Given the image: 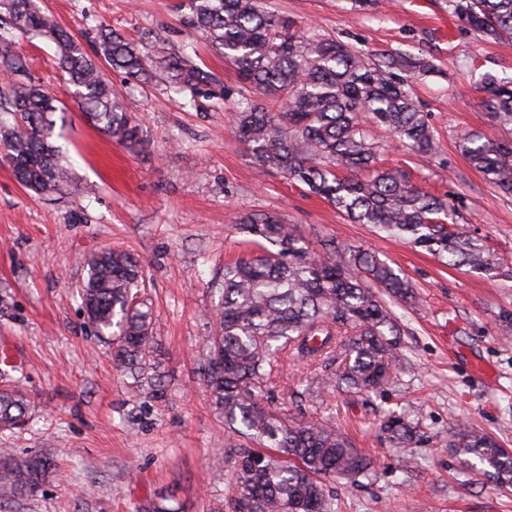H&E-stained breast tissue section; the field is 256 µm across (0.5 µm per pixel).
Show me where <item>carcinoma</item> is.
<instances>
[{
	"label": "carcinoma",
	"instance_id": "obj_1",
	"mask_svg": "<svg viewBox=\"0 0 512 512\" xmlns=\"http://www.w3.org/2000/svg\"><path fill=\"white\" fill-rule=\"evenodd\" d=\"M189 21L270 108L249 100L233 109L235 135L252 162L273 169L334 206L351 221L397 237L415 248L466 266L495 280L509 264L483 242L447 223L453 206L408 184L398 170L358 172L376 161L368 124L387 128L402 146L436 153L424 113L396 75L425 74L421 57L391 53L381 61L315 33L298 32L263 0H189ZM448 10L466 26L495 41L512 40V0H448ZM51 39L60 68L78 106L92 123L131 154L150 144L127 114L103 64L128 80L149 85L165 80L178 91L214 97L222 88L212 73L185 52H156L151 43L124 37L102 26L88 54L70 31L35 0H0V145L7 150L17 181L37 194L63 192L70 175L50 143L54 132L52 96L31 76L13 51L11 35ZM479 91L496 123L512 131V78H486ZM462 151L485 178L512 194V139L473 132ZM257 247L224 265V297L202 359L210 401L229 427L241 426L255 447L239 450L236 478L243 512H331L323 480L352 481L371 473L370 459L352 448L336 427L299 424L264 401L266 383L280 371L277 353L313 363L341 357L336 385L377 391L389 384L400 329L389 307L369 283L405 300L410 282L367 250L333 247L320 254L277 217L265 215L241 225ZM79 293L88 324L112 338V366L145 375L153 348L151 316L134 302L142 276L131 254L107 250L86 262ZM28 400L19 385L0 389V428L25 423ZM388 437L408 443L418 435L410 415L383 422ZM453 447L462 462L475 460L501 484L512 483V451L492 437L463 431ZM55 472L43 452L18 455L0 448V504L37 494Z\"/></svg>",
	"mask_w": 512,
	"mask_h": 512
}]
</instances>
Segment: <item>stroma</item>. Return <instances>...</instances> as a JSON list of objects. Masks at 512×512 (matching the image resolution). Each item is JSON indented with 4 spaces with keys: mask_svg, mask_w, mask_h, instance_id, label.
I'll list each match as a JSON object with an SVG mask.
<instances>
[{
    "mask_svg": "<svg viewBox=\"0 0 512 512\" xmlns=\"http://www.w3.org/2000/svg\"><path fill=\"white\" fill-rule=\"evenodd\" d=\"M36 2L81 42L104 23L132 39L158 37L161 50L195 53L223 82L224 97L194 100L162 83L144 90L109 71L151 143L133 156L87 120L62 79L54 43L15 36L14 51L60 103L52 143L71 163L72 181L66 192L36 194L0 153V347L30 403L25 426L0 430V448L45 452L60 467L5 512H142L161 496L184 512H238L235 459L245 440L211 406L199 368L224 265L251 249L240 225L263 214L278 216L317 252L328 240L375 250L413 285L412 300L391 305L400 347L384 390L330 385L336 362L294 358L270 385L277 410L333 424L373 461L361 482L325 480L332 512H512V485L466 467L451 446L457 433L475 429L512 448V279L491 282L380 237L305 185L256 168L228 112L252 90L188 26L187 0ZM269 7L357 50L435 64L434 74L405 79L437 133V154L408 153L378 128L379 164L453 204L464 232L512 259V195L461 150L466 134L497 131L478 85L488 73L512 78V42L465 28L446 0H389L381 12L351 0H270ZM105 248L140 261L162 395L132 389L112 367L111 344L82 313L85 262ZM409 410L418 413L423 440L399 445L380 422Z\"/></svg>",
    "mask_w": 512,
    "mask_h": 512,
    "instance_id": "1",
    "label": "stroma"
}]
</instances>
